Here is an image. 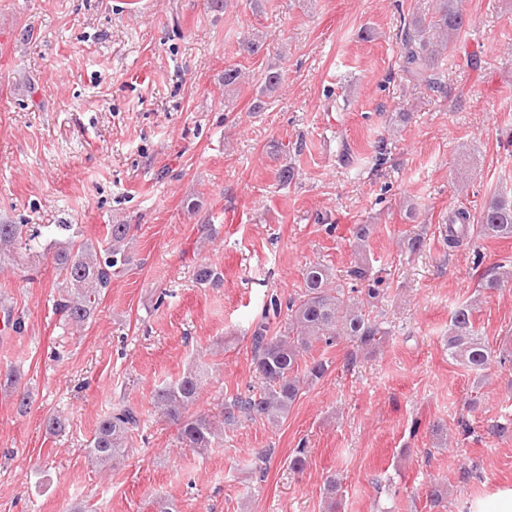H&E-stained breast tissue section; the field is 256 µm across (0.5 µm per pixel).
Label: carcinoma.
Masks as SVG:
<instances>
[{
    "label": "carcinoma",
    "instance_id": "carcinoma-1",
    "mask_svg": "<svg viewBox=\"0 0 512 512\" xmlns=\"http://www.w3.org/2000/svg\"><path fill=\"white\" fill-rule=\"evenodd\" d=\"M462 0H436L430 19H411L404 27L400 58L403 69L418 83L433 90H444L439 68L445 55L468 25ZM471 214L465 208L448 212L444 242L448 249L460 247L468 237ZM479 233L487 238H512V201L494 196L483 207L478 219ZM54 231L66 235L64 245L52 240L41 241L42 232L29 231L25 224L0 223V265L18 261L22 255L38 252L50 257L62 278L64 295L58 311L72 326H83L95 313L110 288L112 275L121 272L131 262L127 253L130 225L109 224L105 243L94 245L80 239V230L72 224H57ZM351 276L359 281L370 280L368 298L375 300L380 279L371 277L369 268L357 264ZM512 279V270H494L484 277L483 287L498 288ZM288 327L275 335L261 323L252 334L254 370L263 380L262 388L254 393L237 395L223 405L219 417L205 413L193 414L189 409L199 398L202 377L189 370L177 380L158 387L154 404L161 414L179 426L181 439L193 449L212 447L224 432V424L240 417L257 418L275 423L288 415L302 387L320 380L328 371V362L315 359L302 366L300 357L315 342L327 345L338 336L351 337L357 346L369 352L377 349L387 336L382 323L366 310L364 301H353L345 288L331 286L330 274L322 264L309 266L303 273V290L288 305ZM448 353L467 368H486L492 357L489 345L480 336L473 322V306L456 309L448 330ZM3 383L17 390V409L24 413L31 396L18 389L19 383L11 371L4 374ZM140 426L139 413L122 405L102 418L88 443V456L99 467H112L125 455L127 440Z\"/></svg>",
    "mask_w": 512,
    "mask_h": 512
}]
</instances>
